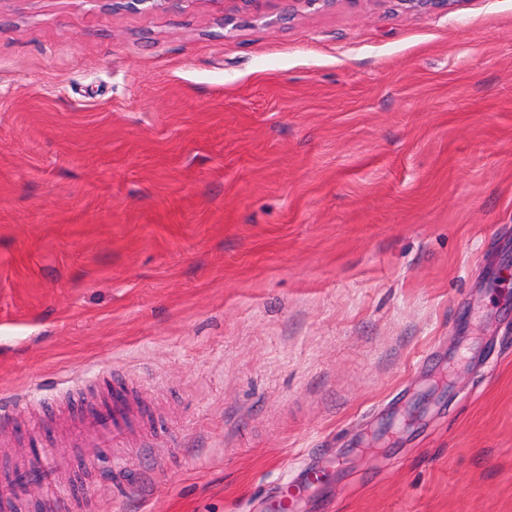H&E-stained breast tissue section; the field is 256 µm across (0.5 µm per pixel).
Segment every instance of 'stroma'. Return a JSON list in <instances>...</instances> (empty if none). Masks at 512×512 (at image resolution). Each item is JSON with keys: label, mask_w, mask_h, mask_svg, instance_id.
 Wrapping results in <instances>:
<instances>
[{"label": "stroma", "mask_w": 512, "mask_h": 512, "mask_svg": "<svg viewBox=\"0 0 512 512\" xmlns=\"http://www.w3.org/2000/svg\"><path fill=\"white\" fill-rule=\"evenodd\" d=\"M118 387L25 512H512V0H0V471ZM112 1V0H108ZM196 0H113L112 10L138 11L148 4V9L156 11H167L171 8H189ZM76 419L73 440L84 448H112L127 442L133 431V416L122 400Z\"/></svg>", "instance_id": "1"}]
</instances>
